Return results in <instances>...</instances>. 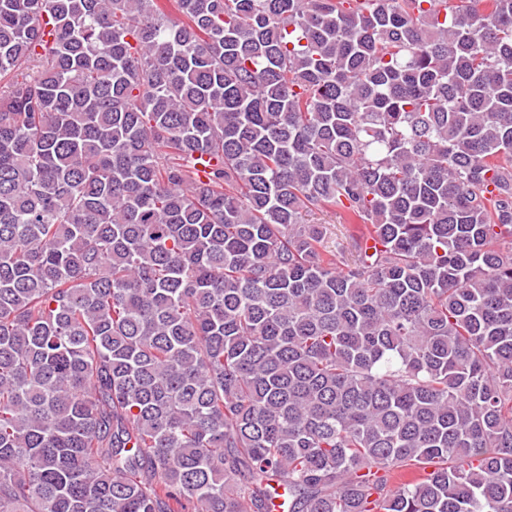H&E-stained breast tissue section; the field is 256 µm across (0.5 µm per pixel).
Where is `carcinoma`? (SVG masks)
Segmentation results:
<instances>
[{"mask_svg":"<svg viewBox=\"0 0 512 512\" xmlns=\"http://www.w3.org/2000/svg\"><path fill=\"white\" fill-rule=\"evenodd\" d=\"M173 2L0 0V512H512V0ZM308 219L315 224H331L330 237L328 243L330 246H336V243L347 246L353 240L360 239L365 236L367 227L365 224H338L335 216L328 213L315 214Z\"/></svg>","mask_w":512,"mask_h":512,"instance_id":"cac0c4a2","label":"carcinoma"}]
</instances>
